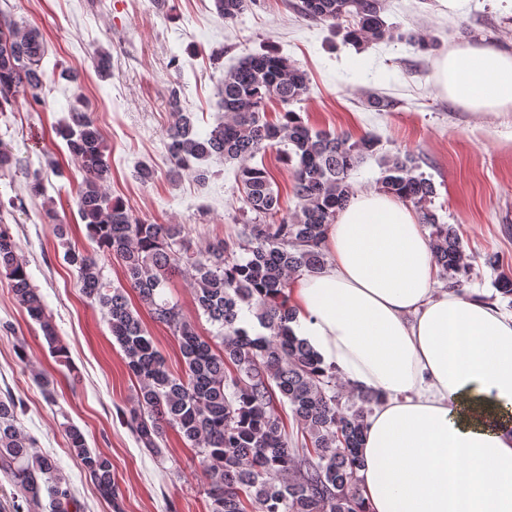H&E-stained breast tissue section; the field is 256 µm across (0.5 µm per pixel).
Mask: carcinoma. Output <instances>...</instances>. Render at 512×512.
Returning <instances> with one entry per match:
<instances>
[{
	"label": "carcinoma",
	"instance_id": "carcinoma-1",
	"mask_svg": "<svg viewBox=\"0 0 512 512\" xmlns=\"http://www.w3.org/2000/svg\"><path fill=\"white\" fill-rule=\"evenodd\" d=\"M255 0H214L224 20L234 22ZM385 0H299L305 19L340 27L350 18L344 41L359 46L404 41L422 50L429 43L411 31L401 33L382 17ZM40 33L21 30L12 14L0 10V112L22 95L41 98L48 74ZM310 93L306 72L288 58L260 52L224 72L219 107L225 120L202 136L178 95L169 107L176 122L166 131L164 147L175 177L192 172L206 179L199 163L217 156L235 164L234 176L245 205L244 240L224 239L199 249L180 224L147 223L105 192L110 161L104 137L85 105L69 107L55 127L84 176L75 196L78 215L96 244L80 249L69 240V225L56 212L45 217L64 248V260L76 273L85 297L105 313L112 338L135 378L132 405L122 413L137 442L163 457L160 441L169 426L195 450L203 470L210 512H364L357 471L361 467L366 421L380 396L350 391L355 404L343 408L336 371L323 368L306 341L288 327L293 276L315 274L327 264L322 242L336 215L354 196L352 174L379 151L381 139L366 133L315 130L289 109ZM275 98L288 110L279 122L267 119L266 101ZM284 148L293 166L297 209L280 213L278 195L264 166L255 163L268 149ZM32 194L46 190L48 173H27ZM381 188L412 205L419 223L430 227V247L448 287L460 286L471 271L460 238L431 208L434 182L415 173L409 157L395 155L382 167ZM121 261L125 284L115 287L104 276L100 255ZM0 272L14 298L42 332L57 361L69 356L41 295L31 284L9 227L0 220ZM189 276L197 310L216 327L201 336L180 305L166 296L172 276ZM140 305L179 342L181 373H172L144 328ZM257 320L255 332L243 311ZM293 417L298 434L288 431ZM18 404L0 398V474L20 493L15 512H81L69 480L50 454L35 451L33 437L17 426ZM70 451L80 460L100 497L113 512H123L112 462L88 448L84 433L65 426Z\"/></svg>",
	"mask_w": 512,
	"mask_h": 512
}]
</instances>
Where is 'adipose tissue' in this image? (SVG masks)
<instances>
[{
    "instance_id": "1",
    "label": "adipose tissue",
    "mask_w": 512,
    "mask_h": 512,
    "mask_svg": "<svg viewBox=\"0 0 512 512\" xmlns=\"http://www.w3.org/2000/svg\"><path fill=\"white\" fill-rule=\"evenodd\" d=\"M435 79L458 106L512 109V50L452 48ZM330 260L293 289L291 327L358 391L380 395L358 472L367 512H512V311L436 287L411 206L355 197Z\"/></svg>"
}]
</instances>
